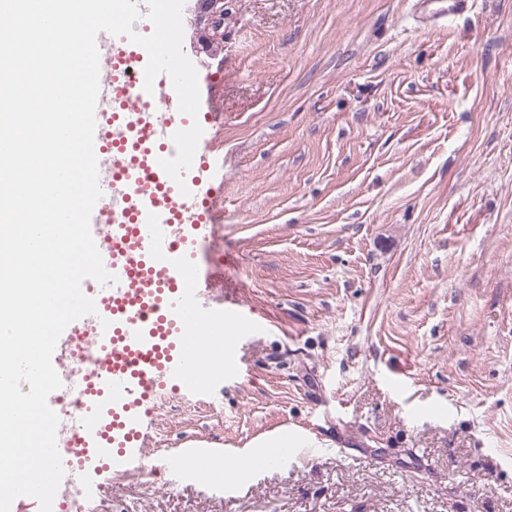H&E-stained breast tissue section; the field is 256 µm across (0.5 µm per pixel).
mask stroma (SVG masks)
<instances>
[{"mask_svg": "<svg viewBox=\"0 0 512 512\" xmlns=\"http://www.w3.org/2000/svg\"><path fill=\"white\" fill-rule=\"evenodd\" d=\"M222 222L201 271L240 305L212 396L168 393L100 512H512V0H185ZM312 449L215 484L183 449ZM199 2L200 13L204 16L208 30L212 31V36L223 39L224 33L221 32V29L224 27L225 0H201Z\"/></svg>", "mask_w": 512, "mask_h": 512, "instance_id": "1", "label": "stroma"}]
</instances>
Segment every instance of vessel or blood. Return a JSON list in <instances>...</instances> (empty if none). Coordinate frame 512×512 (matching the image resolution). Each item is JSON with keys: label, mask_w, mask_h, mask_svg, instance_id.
Wrapping results in <instances>:
<instances>
[{"label": "vessel or blood", "mask_w": 512, "mask_h": 512, "mask_svg": "<svg viewBox=\"0 0 512 512\" xmlns=\"http://www.w3.org/2000/svg\"><path fill=\"white\" fill-rule=\"evenodd\" d=\"M97 42L114 47L112 64L101 67L99 77L111 85L114 107H96L94 150L99 165L111 167L113 181L124 186L126 198L110 215L106 200H99L90 221L117 283L112 290L91 279L82 285L95 301L101 325L85 343L89 365L80 421L70 446L60 451L71 475L91 451L116 466L139 460L150 404L167 389L210 395L213 383L201 378L210 327L244 320L238 309L210 310L197 297V229L210 223L213 210L200 192L205 163L194 159L180 184L159 165L175 156L172 136L190 128L192 118L179 111L167 75L157 77L153 93L145 92L144 48L105 32ZM174 224L181 225V237L171 236ZM190 460L222 462L215 449H184L169 468L172 480L186 475Z\"/></svg>", "instance_id": "1"}]
</instances>
